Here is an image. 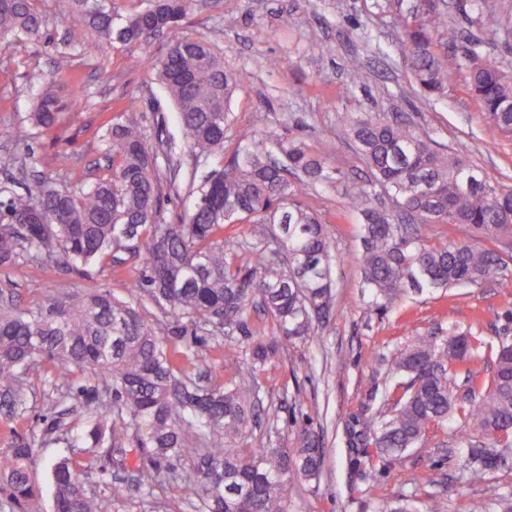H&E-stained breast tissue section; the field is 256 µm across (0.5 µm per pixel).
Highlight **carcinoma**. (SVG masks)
<instances>
[{"label":"carcinoma","instance_id":"cac0c4a2","mask_svg":"<svg viewBox=\"0 0 512 512\" xmlns=\"http://www.w3.org/2000/svg\"><path fill=\"white\" fill-rule=\"evenodd\" d=\"M202 6L222 8L224 0H149L146 9L118 22L112 0H65L71 30L120 44L172 33ZM461 11L487 31L508 32L488 0H470ZM46 36L34 0H0L1 46ZM405 38L417 84L440 93L449 69L435 51L437 40L455 44L466 40V31L433 9L406 26ZM140 65L156 74L176 105L194 157L223 150L232 128L230 101L244 74L225 70L221 57L197 39H172L164 56ZM470 83L490 127L512 134V80L485 61L470 71ZM62 109L53 93L43 91L28 124L10 136L26 140L35 130L51 129ZM346 133L372 174L368 186L349 192L347 206L361 219L358 261L377 309H388L408 286L512 280L503 259L512 247L502 242L512 237V187L491 183L462 155L397 115L366 113L351 120ZM237 137L239 148L222 170L208 173L192 212L178 224L161 223L157 153L146 144L140 116L130 111L101 136L112 155L111 178L78 190L45 178L34 191H10L0 200V265L80 269L109 259L120 269L139 261L128 299L88 288L76 302L57 300L49 307L23 306L12 296L0 303V420L25 417L30 373L45 363L55 371L57 402H71V417H85L75 435L58 420L45 429L66 445L50 467L51 512H112V500L130 486L150 494L179 483L198 486L205 512H288L287 484L322 475L324 449L314 431L302 430L295 448H238L236 440L255 416L245 379L273 362L280 348L250 325L254 302L290 343L315 335L334 307V241L319 215L299 201L302 182L288 174L330 186L341 171L257 128ZM34 212L45 223H27ZM233 224H253L257 231L251 238L224 236V226ZM420 224H465L494 247L470 241L429 246ZM153 309L160 315L155 328L145 319ZM182 318L212 336L249 337L243 349L224 351V367L235 377L202 386L187 372L207 368L210 349L198 339L178 361L163 337L178 335L169 320ZM383 365L397 379L390 410L373 408V387L366 408L345 428L349 462L362 479L372 473L369 449L386 462H401L450 419L463 427V465L473 478L501 469L512 450L509 334L491 345L473 326L452 327L446 336L419 333ZM133 449L149 464L134 470L129 486L112 480V470ZM80 455L109 491L84 487ZM32 463L27 441L0 457V512L31 508L39 495ZM467 512H512V490Z\"/></svg>","mask_w":512,"mask_h":512}]
</instances>
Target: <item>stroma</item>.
<instances>
[{
	"instance_id": "35a3bbf8",
	"label": "stroma",
	"mask_w": 512,
	"mask_h": 512,
	"mask_svg": "<svg viewBox=\"0 0 512 512\" xmlns=\"http://www.w3.org/2000/svg\"><path fill=\"white\" fill-rule=\"evenodd\" d=\"M429 2L225 0L223 9L189 15L176 31L180 38L208 40L226 69L245 73L231 105L234 130L259 127L271 139L302 143L343 174L335 186L308 190L301 198L302 204L320 212L340 256L333 267L334 314L308 343H283L276 362L252 380L257 409L275 415L276 421L254 427L237 442L241 448L263 442L288 448L304 427L323 436L324 473L320 481L288 488L290 512H375L405 494L414 497L421 512L438 494L450 512H460L470 502L488 501L512 487V468L476 480L449 466L447 455L457 446L452 425L431 433L425 448L411 452L405 461L376 463V474L368 482L351 473L343 443V428L359 415L365 380L380 357L436 327L477 320L492 343L503 332L512 333V320L504 316L512 309V288L484 283L446 291L410 289L381 312L370 301L357 261L361 241L346 194L352 185L365 184L369 172L345 134L353 116L404 114L428 129L438 143L464 151L489 181L512 186V137L487 124L469 89V65L456 61L460 48L438 47L452 64L448 83L436 99H428L406 67L403 24ZM35 4L46 19L48 38L0 47V187L23 192L40 176L64 187H81L110 176L112 160L99 134L121 109L139 113L147 144L172 146L184 169L203 175L220 165L222 156L195 161L165 89L146 68L129 66L134 59L164 55L167 38L91 49L86 35L70 32L63 0ZM353 58L368 72L365 87L350 81L348 63ZM65 61L75 81L60 91L67 110L59 124L22 142L9 139L8 130L32 112L40 88L50 80L62 81L59 65ZM65 155L72 162L64 167L60 159ZM135 268V262H128L116 276L108 264L85 275L61 266L43 271L0 266V293L15 296L25 306L45 307L81 288L121 298ZM303 362L308 365L304 371L299 368ZM50 379L48 367L34 372L26 418L10 427L0 423V455L15 436L32 441L33 476L40 488L32 512H51L47 465L61 451L60 445L41 438L46 419L60 410L51 397ZM432 467L444 474V484L416 483V475ZM112 512H202V506L187 486L165 485L150 495L129 492L113 501Z\"/></svg>"
}]
</instances>
